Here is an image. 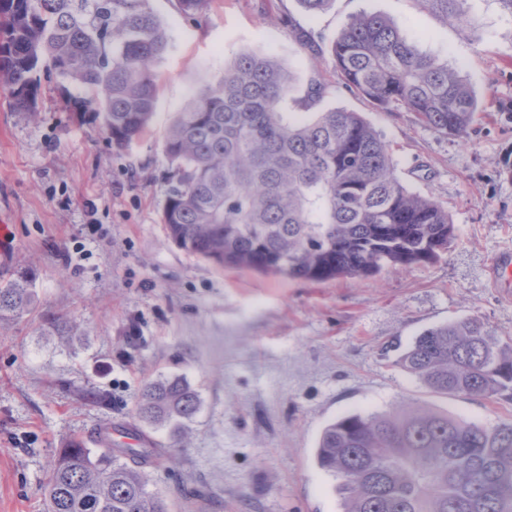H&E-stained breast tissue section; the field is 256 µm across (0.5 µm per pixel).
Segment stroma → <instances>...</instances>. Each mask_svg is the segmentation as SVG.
Wrapping results in <instances>:
<instances>
[{"instance_id": "35a3bbf8", "label": "stroma", "mask_w": 512, "mask_h": 512, "mask_svg": "<svg viewBox=\"0 0 512 512\" xmlns=\"http://www.w3.org/2000/svg\"><path fill=\"white\" fill-rule=\"evenodd\" d=\"M151 5L174 47L157 67L153 120L130 148L70 109L56 81H43L34 117L0 96V225L11 228L0 279L31 270L36 299L0 322V512H45L57 449L74 438L96 447L103 424L144 438L147 489L169 512H342L315 459L335 419L419 406L484 426L512 420V395L433 393L389 349L468 317L512 335V293L493 277L512 249V12L468 0L460 25L418 0H332L314 17L298 0H212L195 23L177 0ZM363 12L422 33V50L472 87L482 110L468 141L374 108L344 87L330 52L310 58L293 39L310 26L331 40ZM270 50L294 76L282 111L360 113L410 189L447 210L454 237L439 259L312 283L222 269L168 237L173 116L226 61ZM317 80L322 94L307 102ZM57 317L71 335L56 334ZM174 376L200 399L182 448L135 414L147 382Z\"/></svg>"}]
</instances>
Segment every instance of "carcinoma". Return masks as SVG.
Masks as SVG:
<instances>
[{
    "instance_id": "carcinoma-1",
    "label": "carcinoma",
    "mask_w": 512,
    "mask_h": 512,
    "mask_svg": "<svg viewBox=\"0 0 512 512\" xmlns=\"http://www.w3.org/2000/svg\"><path fill=\"white\" fill-rule=\"evenodd\" d=\"M211 0H177L205 15ZM466 23L467 0H419ZM171 46L151 0H0V87L36 115L40 72L55 71L69 106L101 117L126 148L149 127L157 66ZM346 87L382 111L403 108L441 135L469 138L479 102L460 76L379 14L350 18L331 42ZM292 75L270 54H240L193 95L168 128L171 162L162 221L186 252L218 266L309 281L369 277L435 261L454 234L448 211L412 191L389 146L356 112L310 120L278 110ZM24 269L0 286V319L34 302ZM442 395L512 391V339L477 318L425 330L397 359ZM196 393L146 384L138 416L185 423ZM317 462L336 480L343 512H512V421L491 427L426 409L352 413L330 423ZM48 512H168L137 465L73 441L57 454Z\"/></svg>"
}]
</instances>
